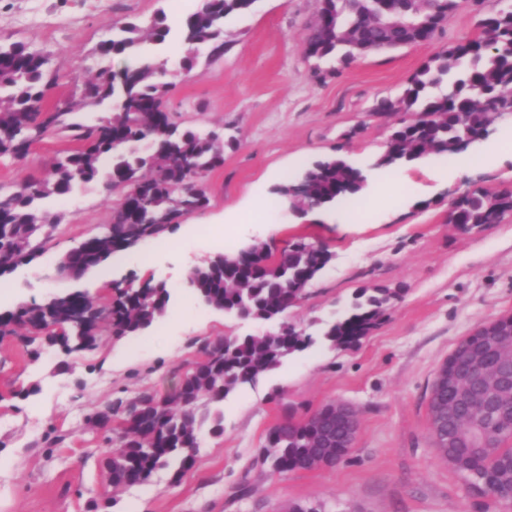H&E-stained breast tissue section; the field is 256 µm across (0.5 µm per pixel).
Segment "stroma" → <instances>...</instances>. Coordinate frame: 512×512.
I'll use <instances>...</instances> for the list:
<instances>
[{
	"label": "stroma",
	"instance_id": "35a3bbf8",
	"mask_svg": "<svg viewBox=\"0 0 512 512\" xmlns=\"http://www.w3.org/2000/svg\"><path fill=\"white\" fill-rule=\"evenodd\" d=\"M196 0H0V42H23L46 53L56 81L49 101L71 96L100 68L123 59L97 53L125 22L158 12L175 16ZM501 0L472 7L463 0L429 42L375 53L355 62L306 57L304 44L317 0H254L250 11L224 21L222 56L198 45V64L183 73L185 48L171 41L166 69L175 74L167 105L184 126L223 129L237 142L204 181L210 203L169 230L174 246L142 254L127 248L123 264H107L80 279L57 271L86 237L103 232L121 191L81 185L47 201L59 226L45 251L7 273L0 313L16 296L45 303L80 290L96 303L114 287L165 282V316L134 337L104 336L92 349L43 345L25 354V326L0 341V512H280L288 503L323 512H512L468 494L436 456L429 432L431 386L439 366L483 323L512 314V213L495 224L463 231L448 221L453 202L469 191L512 188V117L494 119L484 139L462 153L429 156L396 167V185L383 189L388 169L376 167L397 116L376 114L384 98L399 96L409 78L449 43L476 31L479 15ZM73 143L49 132L20 160L0 156V187L47 177ZM343 156L363 171L367 217L344 224L335 208L304 216L259 208L260 200L294 179L312 161ZM252 208L246 223L240 209ZM324 247L329 260L306 295L288 311L305 328L343 312L360 288L401 289L387 319L356 347L316 343L224 401V433L201 427L194 467L156 470L150 480L113 492L101 465L116 451L86 418L108 401L150 390L171 395L183 373L218 337L250 336L264 324L242 321L198 304L186 286L189 271L220 252L255 243L279 252L294 242ZM341 400L355 410L359 431L334 467L285 475L259 460L269 429L286 413L305 418ZM114 505H107V498Z\"/></svg>",
	"mask_w": 512,
	"mask_h": 512
}]
</instances>
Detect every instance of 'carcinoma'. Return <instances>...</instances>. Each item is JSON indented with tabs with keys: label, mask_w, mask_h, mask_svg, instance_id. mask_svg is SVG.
Instances as JSON below:
<instances>
[{
	"label": "carcinoma",
	"mask_w": 512,
	"mask_h": 512,
	"mask_svg": "<svg viewBox=\"0 0 512 512\" xmlns=\"http://www.w3.org/2000/svg\"><path fill=\"white\" fill-rule=\"evenodd\" d=\"M317 16L305 48L306 55L323 59L339 55L347 62L368 54L417 45L433 39L460 0H413L410 14L397 16L390 26L380 20L382 0H317ZM254 0H198L195 8L174 23L159 14L146 28L125 23L112 38L103 41V57L125 58L135 63L119 70L102 69L82 90L85 104L114 103L112 116L100 124L84 127L69 121L71 106H48L46 80L49 57L24 43L0 44V155L25 157L34 141L48 131L74 132L78 146L67 151L54 165L50 180L29 178L12 189H0V255L13 263H27L39 253L47 239L39 238L55 224L40 210L49 197H64L78 183L100 176L103 158L112 159L106 173L108 187L123 190L142 181L147 194L134 201L122 200L113 210L106 230L85 238L62 259L60 269L72 278L102 265L114 246L128 248L145 237L157 238L187 214L205 209L207 191L189 184V175L200 178L224 164V149L232 141L216 131L200 133L182 127L167 106L173 84L159 80L164 72L155 65L144 43L164 44L172 30L181 41L193 45L200 40L212 44V55L224 54V19L248 11ZM471 38L452 43L431 57L409 79L395 99L377 106L380 114L406 112L410 118L393 128L379 167L412 162L425 155H447L452 144L467 133L487 127L493 118L512 115V6L477 22ZM448 84V91L440 90ZM439 92L433 93L431 89ZM308 184L307 198L290 194V185L277 189L288 199L289 208H318L363 188L358 169L339 156L317 160L302 175ZM512 211V190L480 191L457 200L450 224H486L495 212ZM255 264L241 266L239 254L224 253L212 264L193 273L192 287L217 308L236 312L242 308L259 321H273L288 311L294 299L303 297L309 283L328 258L296 242L276 254L257 243ZM117 304L94 303L85 295L60 294L41 306L21 305L0 319V338L14 334L13 326L30 329V354L39 357L34 344L43 339L48 325L62 328L59 342L65 347L75 340L92 348L110 332L116 337L137 335L150 327L166 309L165 290L149 286L129 293ZM401 299L389 288H360L349 310L323 329V337L336 348L356 344L376 327ZM80 305L83 319L74 334L71 314ZM224 351L210 358L212 342L202 346L204 359L180 383L176 396L162 411L154 396L141 392L134 403L122 400L108 404L113 424L106 429L108 441L121 449L104 463L109 484L117 493L147 482L152 473L179 460L185 471L196 462L197 425L205 422L216 435L224 432V414L216 409L198 414L200 397L213 404L224 401L240 386L278 368L284 359L303 349L310 337L292 331L286 336L223 338ZM512 363V351L494 353L474 367L481 377L497 376L501 366ZM454 412L448 422V447L436 449L438 458L459 476L465 486L484 488V497L512 503V389L502 387L488 402L481 397L461 401L458 395L441 393L430 397V416ZM330 415L318 411L297 420L291 414L271 427L261 454L262 463L278 474L306 471L324 465L345 452L336 447Z\"/></svg>",
	"instance_id": "cac0c4a2"
}]
</instances>
